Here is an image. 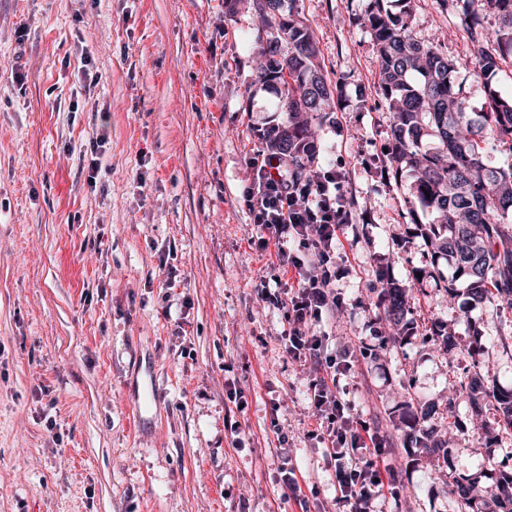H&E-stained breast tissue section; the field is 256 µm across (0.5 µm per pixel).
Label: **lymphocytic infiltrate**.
<instances>
[{"label": "lymphocytic infiltrate", "instance_id": "lymphocytic-infiltrate-1", "mask_svg": "<svg viewBox=\"0 0 512 512\" xmlns=\"http://www.w3.org/2000/svg\"><path fill=\"white\" fill-rule=\"evenodd\" d=\"M254 186L249 194L253 221L262 236L273 240L278 264L292 272L296 284L282 289L262 286V301L284 308L288 318L285 352L314 372L309 382L314 409L315 439L323 443L336 461V499L348 512H369L382 489L380 468L383 450L376 435L359 426L352 405L337 394L340 376L348 359L327 354L323 339L315 332L323 315L338 307L336 258L333 245L347 221L334 173L298 184L289 175L290 160L270 150L255 166ZM298 241L299 251H289V241Z\"/></svg>", "mask_w": 512, "mask_h": 512}]
</instances>
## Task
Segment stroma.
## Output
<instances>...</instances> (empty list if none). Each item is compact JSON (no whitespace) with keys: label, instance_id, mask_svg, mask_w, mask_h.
I'll return each instance as SVG.
<instances>
[{"label":"stroma","instance_id":"1","mask_svg":"<svg viewBox=\"0 0 512 512\" xmlns=\"http://www.w3.org/2000/svg\"><path fill=\"white\" fill-rule=\"evenodd\" d=\"M0 0V512H342L335 461L318 440L309 367L283 351L282 277L248 209L252 161L280 118L254 80L256 0ZM336 89L313 123L310 173L336 172L351 215L336 242L342 304L317 329L352 352L339 392L358 421L394 439L398 494L375 512H458L451 475L494 484L512 434L485 442L448 384L478 372L512 388V313L448 298L412 215L414 175L394 170L392 115L363 17L370 0H295ZM418 40L439 36L468 110L484 84L466 35L438 0H416ZM109 138L88 183L86 150ZM174 288H164L167 277ZM406 288L404 335L379 307ZM452 330L445 351L436 332ZM155 374L145 424L133 398ZM447 439L450 466L404 443L407 407ZM238 432H231V424ZM294 468L289 497L279 477Z\"/></svg>","mask_w":512,"mask_h":512}]
</instances>
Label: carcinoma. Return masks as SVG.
<instances>
[{
    "label": "carcinoma",
    "mask_w": 512,
    "mask_h": 512,
    "mask_svg": "<svg viewBox=\"0 0 512 512\" xmlns=\"http://www.w3.org/2000/svg\"><path fill=\"white\" fill-rule=\"evenodd\" d=\"M373 0L364 16L376 52L378 89L388 101L391 123V164L413 170L415 207L439 213L446 221L420 225L421 235L448 256L467 284L469 304L493 299L512 312V162L489 161L488 145L512 152V96H504L495 80L501 64L512 58V0H441L461 21L475 67L484 79L485 109L470 112L460 98L456 62L434 41L418 40L411 29L412 0ZM259 13L273 32L258 49L266 63L255 78L280 90L284 117L270 133L271 142L290 154L296 179L316 155L310 141L311 122L330 111L334 87L308 28L294 17L284 0H258ZM434 146L422 148L423 141ZM384 317L398 327L407 313L406 289L393 283L383 288ZM453 399H465L475 416L493 399L499 420L512 431V390H488L476 374L452 385ZM409 439L429 454L442 443L431 434ZM459 492V512H512V468L498 470L494 488L483 496L452 477Z\"/></svg>",
    "instance_id": "carcinoma-1"
}]
</instances>
